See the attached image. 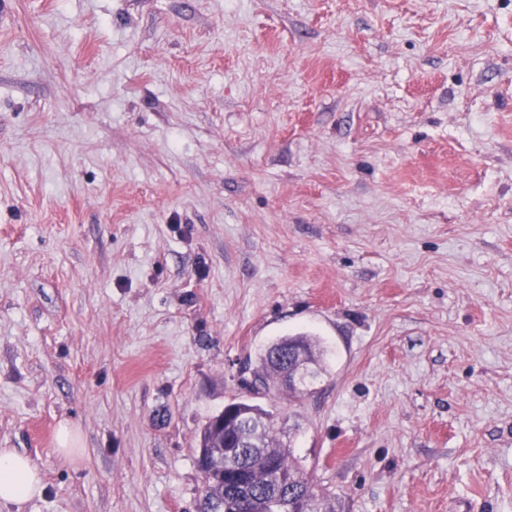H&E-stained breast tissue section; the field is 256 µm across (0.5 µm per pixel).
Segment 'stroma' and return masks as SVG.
<instances>
[{
	"label": "stroma",
	"mask_w": 512,
	"mask_h": 512,
	"mask_svg": "<svg viewBox=\"0 0 512 512\" xmlns=\"http://www.w3.org/2000/svg\"><path fill=\"white\" fill-rule=\"evenodd\" d=\"M238 398L344 512H512V0H0L24 512H197ZM300 345L305 348L308 360L314 364V370L310 378H315L322 371H325L324 363L327 350L321 346L319 341L315 340L311 336L307 335H296L286 336L273 342L261 355V366L265 376L262 378V384L265 388L270 387V382L274 386L280 383V374L272 363V355L279 354L281 357V363L284 365L285 360L288 358V346ZM308 368V364L306 362V358L304 355H298L294 363L288 367V386L300 388V386L304 383L305 379L308 377L305 372ZM307 389L305 387L300 389H292L291 395L293 397H301L307 393ZM81 438L77 430L70 426H62L58 433V451L77 460L82 456L83 448H78Z\"/></svg>",
	"instance_id": "stroma-1"
}]
</instances>
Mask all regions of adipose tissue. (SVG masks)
<instances>
[{"mask_svg": "<svg viewBox=\"0 0 512 512\" xmlns=\"http://www.w3.org/2000/svg\"><path fill=\"white\" fill-rule=\"evenodd\" d=\"M43 488L41 473L29 457L0 448V506L22 512Z\"/></svg>", "mask_w": 512, "mask_h": 512, "instance_id": "ef3b65f1", "label": "adipose tissue"}]
</instances>
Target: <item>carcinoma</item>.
I'll return each mask as SVG.
<instances>
[{
    "instance_id": "obj_1",
    "label": "carcinoma",
    "mask_w": 512,
    "mask_h": 512,
    "mask_svg": "<svg viewBox=\"0 0 512 512\" xmlns=\"http://www.w3.org/2000/svg\"><path fill=\"white\" fill-rule=\"evenodd\" d=\"M305 348L308 360L314 364L311 377L324 371L327 350L311 336H286L273 342L261 355L264 371L262 384L280 383V374L272 363V355L288 358V348ZM234 408L232 418L224 413L208 418L198 440L196 464L209 474L206 488L199 498L198 512H216L214 504L232 499L234 512H298L297 502L305 497L314 512H337L336 496L320 486L314 476L289 461V449L275 428L272 412L246 401L229 403ZM268 421L259 438L262 447L242 448L240 442L255 432L257 420ZM233 448L232 462L215 461L222 453L221 445Z\"/></svg>"
}]
</instances>
